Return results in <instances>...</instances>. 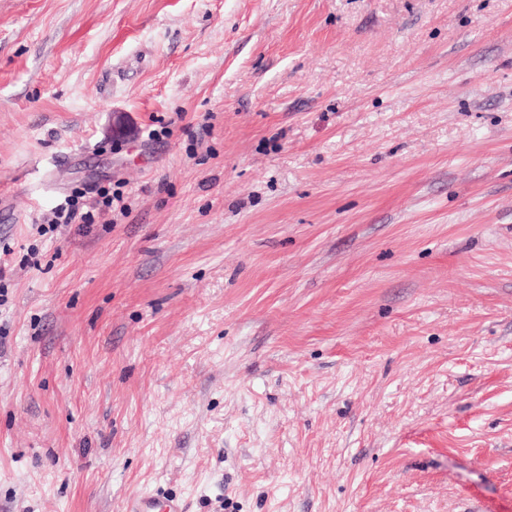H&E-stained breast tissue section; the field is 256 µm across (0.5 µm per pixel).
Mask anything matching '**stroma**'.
Here are the masks:
<instances>
[{
	"mask_svg": "<svg viewBox=\"0 0 512 512\" xmlns=\"http://www.w3.org/2000/svg\"><path fill=\"white\" fill-rule=\"evenodd\" d=\"M0 264V512H512V0H0ZM98 194L99 198L102 199V205H100L99 200L100 208L98 215L109 216L110 218L107 220V224H112L114 222V216L127 217L129 214V208L125 202L123 193L110 192L109 190L101 189L98 191ZM82 196H84L82 194ZM77 194L68 196L64 204L58 205L51 212L44 214L40 224L61 225V224H95L94 210H90L85 203H80ZM84 207L86 211H84ZM125 510V512H187L183 502L177 498L149 494L131 498Z\"/></svg>",
	"mask_w": 512,
	"mask_h": 512,
	"instance_id": "stroma-1",
	"label": "stroma"
}]
</instances>
